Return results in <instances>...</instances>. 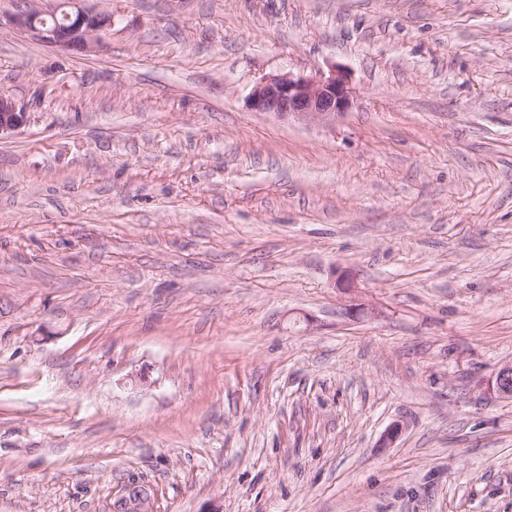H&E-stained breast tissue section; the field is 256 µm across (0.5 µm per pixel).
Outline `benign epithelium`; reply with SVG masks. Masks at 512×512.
<instances>
[{
	"instance_id": "7a95c632",
	"label": "benign epithelium",
	"mask_w": 512,
	"mask_h": 512,
	"mask_svg": "<svg viewBox=\"0 0 512 512\" xmlns=\"http://www.w3.org/2000/svg\"><path fill=\"white\" fill-rule=\"evenodd\" d=\"M85 0H65L60 13L48 15L26 10L16 19L23 31L37 40L69 54L96 51L101 39L112 29V14L83 5ZM55 22L50 24L47 17ZM353 92L345 72L332 69L314 76L276 75L260 81L248 97L255 112L301 124L330 125L352 106ZM28 119L8 95L0 94V138L18 131ZM488 388L512 398V362L500 367Z\"/></svg>"
}]
</instances>
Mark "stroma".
I'll list each match as a JSON object with an SVG mask.
<instances>
[{
	"mask_svg": "<svg viewBox=\"0 0 512 512\" xmlns=\"http://www.w3.org/2000/svg\"><path fill=\"white\" fill-rule=\"evenodd\" d=\"M95 7L0 26V512H512V0ZM89 0H68L63 2L57 20L58 11L44 14L26 10L16 19L23 31L32 34L37 40L69 54L87 55L95 52L101 39L112 28V15L86 7L83 2ZM46 17L54 18L49 24ZM353 92L345 72L292 76L288 73L260 81L248 97L255 112L301 124L330 125L352 106ZM27 119L28 113L19 108L10 96L0 94V139L18 131Z\"/></svg>",
	"mask_w": 512,
	"mask_h": 512,
	"instance_id": "35a3bbf8",
	"label": "stroma"
}]
</instances>
